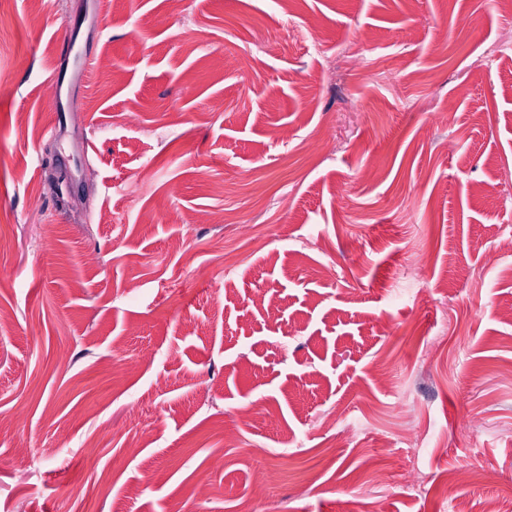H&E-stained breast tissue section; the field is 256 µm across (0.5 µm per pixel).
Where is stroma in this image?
<instances>
[{"mask_svg":"<svg viewBox=\"0 0 512 512\" xmlns=\"http://www.w3.org/2000/svg\"><path fill=\"white\" fill-rule=\"evenodd\" d=\"M69 19L84 79L49 140ZM324 135L333 151L312 153ZM62 152L70 190L45 163ZM128 179L133 204L115 190ZM262 291L287 307H254ZM0 313V512H77L102 470L87 512H241L275 467L252 512L507 496L512 12L0 0ZM330 438L335 457L298 481ZM476 465L481 481L443 491Z\"/></svg>","mask_w":512,"mask_h":512,"instance_id":"1","label":"stroma"}]
</instances>
